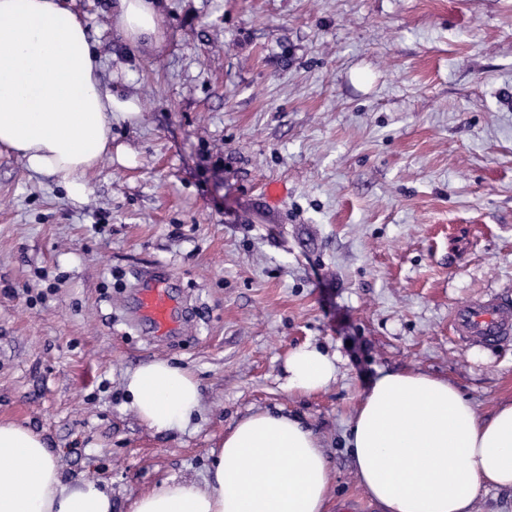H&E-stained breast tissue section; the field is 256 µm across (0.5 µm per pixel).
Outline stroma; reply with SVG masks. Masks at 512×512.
Wrapping results in <instances>:
<instances>
[{"instance_id":"1","label":"stroma","mask_w":512,"mask_h":512,"mask_svg":"<svg viewBox=\"0 0 512 512\" xmlns=\"http://www.w3.org/2000/svg\"><path fill=\"white\" fill-rule=\"evenodd\" d=\"M111 2L74 7L102 83L142 101L112 125L134 164L104 159L74 202L0 152V419L128 512L204 481L243 417L283 411L325 447L329 512H376L345 435L379 372L448 379L484 418L512 401V343L448 325L456 303L512 297V0H164L152 48L120 40ZM153 267L189 307L161 339L129 323ZM305 343L337 375L300 396L285 363ZM160 359L203 397L165 432L125 389Z\"/></svg>"}]
</instances>
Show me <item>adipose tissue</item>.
Masks as SVG:
<instances>
[{
    "instance_id": "ef3b65f1",
    "label": "adipose tissue",
    "mask_w": 512,
    "mask_h": 512,
    "mask_svg": "<svg viewBox=\"0 0 512 512\" xmlns=\"http://www.w3.org/2000/svg\"><path fill=\"white\" fill-rule=\"evenodd\" d=\"M124 41L159 46V0H115ZM101 60L68 0H0V150L27 170L56 177L82 201L88 176L113 148V122L132 123L137 95L100 82ZM288 388L309 395L335 380V357L305 344L286 362ZM130 406L148 429L187 424L202 404L189 369L154 360L129 372ZM347 446L356 476L383 512H477L482 490L512 489V403L491 418L448 380L389 371L363 397ZM331 469L319 437L289 414L259 411L225 433L204 483L165 481L130 512H327ZM0 512H112V493L65 480L43 435L0 420Z\"/></svg>"
}]
</instances>
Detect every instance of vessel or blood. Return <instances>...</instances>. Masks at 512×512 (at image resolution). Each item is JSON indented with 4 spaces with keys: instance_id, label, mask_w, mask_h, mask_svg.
I'll return each instance as SVG.
<instances>
[{
    "instance_id": "1",
    "label": "vessel or blood",
    "mask_w": 512,
    "mask_h": 512,
    "mask_svg": "<svg viewBox=\"0 0 512 512\" xmlns=\"http://www.w3.org/2000/svg\"><path fill=\"white\" fill-rule=\"evenodd\" d=\"M137 321L149 334L171 336L180 329L185 313L168 280L160 275L144 278L135 292ZM455 338L494 346L512 341V301L497 295L458 304L449 316Z\"/></svg>"
}]
</instances>
